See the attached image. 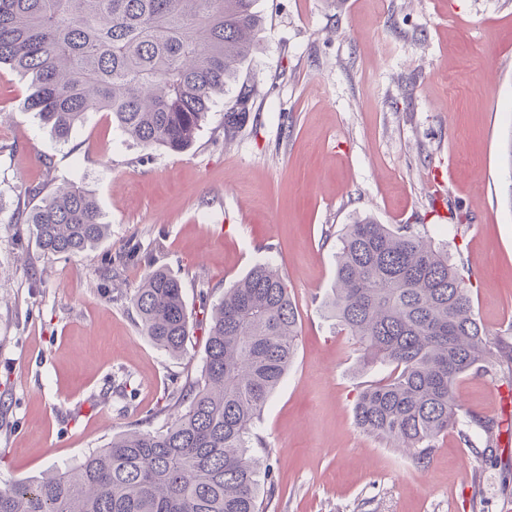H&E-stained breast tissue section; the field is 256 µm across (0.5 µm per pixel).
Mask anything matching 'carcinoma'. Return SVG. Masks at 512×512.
I'll return each mask as SVG.
<instances>
[{"mask_svg":"<svg viewBox=\"0 0 512 512\" xmlns=\"http://www.w3.org/2000/svg\"><path fill=\"white\" fill-rule=\"evenodd\" d=\"M257 0H0V65L30 81L27 110L57 141L92 110L145 148L181 152L196 140L226 87L238 82L264 17ZM254 90L241 85L225 109L224 135L247 123ZM41 252L76 257L109 224L84 187L24 188ZM206 310L199 377L169 393L180 409L157 430H129L79 463L38 480L0 484V512H266L274 494L257 432L269 397L293 362L298 311L279 269L255 265ZM144 335L170 357L187 354L181 282L157 269L130 296ZM326 317L356 339L362 360L391 367L354 405L363 432L426 463L452 431L475 447L494 422L463 418L459 379L483 372L512 386V356L476 318L448 251L411 224L370 217L345 226Z\"/></svg>","mask_w":512,"mask_h":512,"instance_id":"obj_1","label":"carcinoma"}]
</instances>
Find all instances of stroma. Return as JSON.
<instances>
[{"instance_id": "1", "label": "stroma", "mask_w": 512, "mask_h": 512, "mask_svg": "<svg viewBox=\"0 0 512 512\" xmlns=\"http://www.w3.org/2000/svg\"><path fill=\"white\" fill-rule=\"evenodd\" d=\"M242 78L257 96L224 139L216 105L173 153L126 139L106 112L68 142L26 110L0 66V479L72 466L112 436L155 430L172 389L200 375L205 334L173 358L129 301L149 270L188 310L273 259L300 317L293 363L259 433L268 512H512V392L482 373L456 393L498 423L492 454L440 436L427 464L363 433L353 408L389 369L364 365L324 316L345 225L420 224L469 280L493 333L512 325V0H258ZM82 184L110 226L80 256L44 257L23 190Z\"/></svg>"}]
</instances>
